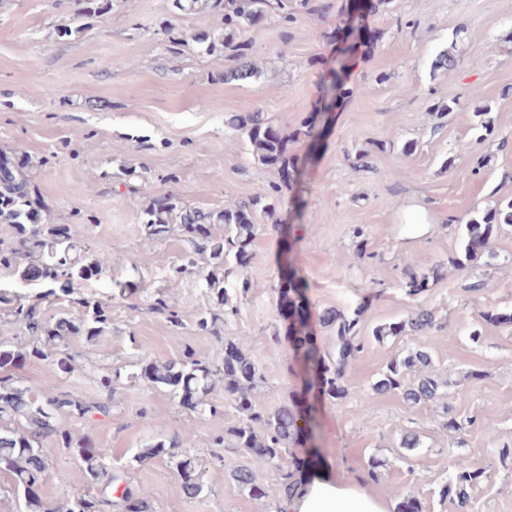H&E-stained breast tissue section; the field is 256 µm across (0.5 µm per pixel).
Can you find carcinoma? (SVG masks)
Here are the masks:
<instances>
[{"label":"carcinoma","mask_w":512,"mask_h":512,"mask_svg":"<svg viewBox=\"0 0 512 512\" xmlns=\"http://www.w3.org/2000/svg\"><path fill=\"white\" fill-rule=\"evenodd\" d=\"M181 11L208 8L224 16V34L212 39L206 34H195L192 41L206 45L213 54L231 49L236 53L238 65L224 71V79L248 80L258 74L248 57L246 44L235 42V32L245 23H256L271 11L278 14L283 31L282 37H292L290 26L295 23L285 0H175ZM226 124L235 131L246 134L255 159L266 166L278 168L280 183L270 187V192L250 202L230 201L219 211H204L191 207L170 196L149 202L141 213V224L148 236L160 240L177 228L191 246L181 263L169 269V278L175 279L195 274L200 270L196 256L206 257L209 270L206 280L215 294V305L197 319L198 330L218 333V324L238 314L224 281L234 271L248 266L252 260V242L258 224L257 213L273 215L283 189L292 188L299 179L298 160L288 154L289 138L267 122L264 114L239 113L229 116ZM26 164H16L0 155V223L11 224L16 235L11 244L0 247V269H7L21 280L30 282L41 278L50 270L56 271L54 279L47 281L40 299L73 301L79 311L60 312L51 317L36 302L26 297L0 289V324L13 330L12 342L0 341V368L16 358L51 361L62 367L71 366V347L78 338L88 342L98 340L112 328V299L130 294L128 285L118 283V292L107 297L94 293H82L73 299L71 295L83 284L103 276L112 266V253L105 248L93 251L82 244L78 220L81 212L73 213L75 223L69 227L43 222L41 208L34 200L30 183L25 174ZM217 224L224 226V234L213 233ZM512 224V202L498 207L478 221L472 219L465 225L464 258L456 266L465 269L486 247L494 230L501 225ZM407 293L416 295L426 286L428 276L414 271L406 273ZM281 284L288 296L289 340L295 357L311 365L304 393L320 394L329 399H342L347 394L344 379L351 361L365 348L358 328L362 307L333 309L326 312L323 322L333 325V346L323 355L317 350L308 326V284L291 269L281 271ZM151 310L159 313L175 328L183 325L179 312L164 297H158ZM423 334L434 328L433 315L425 309L410 312L404 320L377 328L374 336H395L405 329ZM247 340L228 339L224 344V363L217 368L195 357L188 351L179 360L150 362L140 367L136 377L157 386L168 388L179 404L191 407V412L203 414L208 410L207 397L219 380L224 381V391L232 396L237 409L244 415L242 424L214 437L217 446L247 448L259 459L274 463L281 460L282 451L303 439L304 428L298 421L302 413L297 402L268 412L260 407L254 390L261 381L255 363L247 355ZM432 357L426 350L413 351L393 362L374 384L378 392H393L409 405L432 402L441 397L448 381L430 372ZM412 368L421 372L415 383H405L404 371ZM98 386L105 394L101 401L84 402L72 392L59 388L52 382L44 384L41 393L35 395L16 384L9 377H0V469L10 473L12 488L24 498L28 512H114L112 485L121 477L112 469V449L91 448L74 441L73 435L62 428L59 418L68 416L85 421L96 411L111 414L112 371L97 376ZM51 441L69 449L81 461L86 483L97 487V493L73 488L66 497L49 507L35 488L43 484L49 468L48 457L43 450ZM176 447L177 442L162 441L149 448H142L135 460L144 462L160 456L165 446ZM308 463L297 460L292 468L282 472L281 485L285 496H292L299 488L297 473ZM453 483L446 493L456 497L461 505L468 500V491L484 476V471L465 459L452 462ZM186 496L194 498L203 491L201 473L192 457L176 461ZM237 481L253 497L263 494V486L252 468L243 466L234 473Z\"/></svg>","instance_id":"carcinoma-1"}]
</instances>
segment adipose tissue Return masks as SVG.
I'll return each instance as SVG.
<instances>
[{"mask_svg":"<svg viewBox=\"0 0 512 512\" xmlns=\"http://www.w3.org/2000/svg\"><path fill=\"white\" fill-rule=\"evenodd\" d=\"M288 512H389L386 503L360 484L340 477L331 462L314 465Z\"/></svg>","mask_w":512,"mask_h":512,"instance_id":"obj_1","label":"adipose tissue"}]
</instances>
